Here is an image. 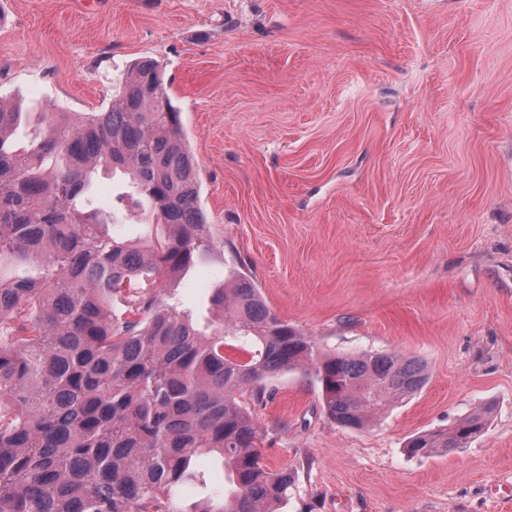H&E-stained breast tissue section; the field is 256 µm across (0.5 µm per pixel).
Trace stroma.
I'll return each instance as SVG.
<instances>
[{
	"label": "stroma",
	"instance_id": "stroma-1",
	"mask_svg": "<svg viewBox=\"0 0 512 512\" xmlns=\"http://www.w3.org/2000/svg\"><path fill=\"white\" fill-rule=\"evenodd\" d=\"M157 59L214 242L176 290L244 275L323 351L420 358L363 429L312 369L242 400L281 512H512V0H0V99L107 106ZM495 410L462 448L409 438Z\"/></svg>",
	"mask_w": 512,
	"mask_h": 512
}]
</instances>
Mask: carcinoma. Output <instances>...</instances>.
<instances>
[{
  "label": "carcinoma",
  "mask_w": 512,
  "mask_h": 512,
  "mask_svg": "<svg viewBox=\"0 0 512 512\" xmlns=\"http://www.w3.org/2000/svg\"><path fill=\"white\" fill-rule=\"evenodd\" d=\"M101 173L123 181L113 208H132L138 236L96 205ZM213 249L156 60L135 61L101 112L0 100V512H280L295 477L263 464L239 395L310 363L328 417L363 428L427 382L416 357L319 352L245 277L212 289L204 315L166 301ZM492 413L407 452L461 448ZM188 485L204 493L190 505Z\"/></svg>",
  "instance_id": "carcinoma-1"
}]
</instances>
